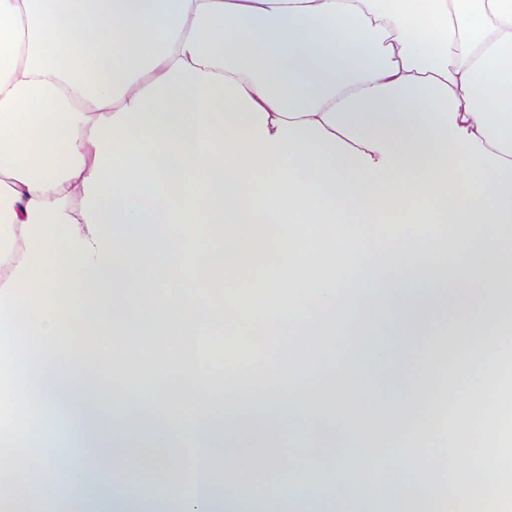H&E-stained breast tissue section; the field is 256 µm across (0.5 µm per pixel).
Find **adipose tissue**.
<instances>
[{
	"instance_id": "1",
	"label": "adipose tissue",
	"mask_w": 512,
	"mask_h": 512,
	"mask_svg": "<svg viewBox=\"0 0 512 512\" xmlns=\"http://www.w3.org/2000/svg\"><path fill=\"white\" fill-rule=\"evenodd\" d=\"M385 223L403 227L391 255L354 231ZM258 224L288 231L285 263L262 281ZM422 224L441 225L437 239ZM511 255L512 0H0V334L48 367L37 384L11 377L24 402L1 465L29 423L48 439L63 400L119 405L142 381L152 406L191 400L152 437L180 440L169 480H202L178 512H279L323 462L312 444L275 450L258 460L270 485L236 479L241 398L306 415L389 313L405 363L451 379L462 402L448 412L464 421L512 344V280L493 273ZM352 264L366 293L338 299ZM420 264L441 276L419 281ZM228 305L244 330L273 336L287 319L314 352L309 372L228 387L204 351L187 386L173 337L223 333ZM131 330L151 354L129 350L86 378V360ZM463 331L473 343L454 346ZM63 332L66 347L44 346ZM427 413L388 445L337 431L324 492L380 456L401 460ZM82 424L108 478L75 472L70 512H146L147 488L131 483L136 421ZM432 465L448 479L438 512H469L456 432Z\"/></svg>"
}]
</instances>
